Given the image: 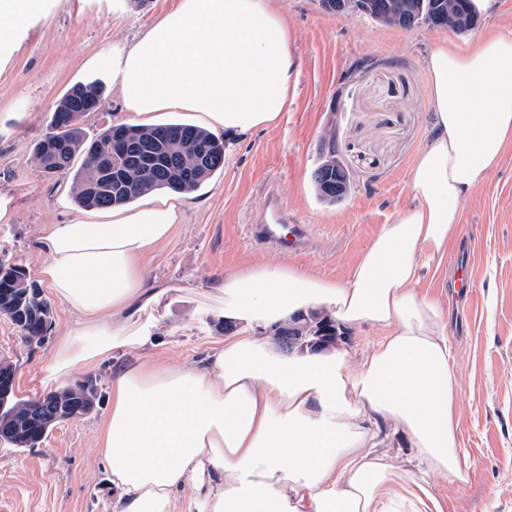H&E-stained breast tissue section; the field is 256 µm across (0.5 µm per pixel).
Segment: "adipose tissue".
Instances as JSON below:
<instances>
[{
  "label": "adipose tissue",
  "instance_id": "adipose-tissue-1",
  "mask_svg": "<svg viewBox=\"0 0 512 512\" xmlns=\"http://www.w3.org/2000/svg\"><path fill=\"white\" fill-rule=\"evenodd\" d=\"M135 125L189 109L244 138L278 123L294 90L288 19L278 0H180L114 62ZM430 142L408 171L409 205L382 225L347 278L284 265L225 270L212 289L238 331L202 362L136 363L112 372L101 453L113 512H447L430 482L467 484L448 316L419 288L460 233L462 207L512 145V37L470 48L436 41L424 62ZM185 196L149 199L94 221L49 225L38 275L75 318L46 367L49 381L151 342L161 291L147 262L181 223ZM320 306L382 337L357 362L346 350L292 356L264 337ZM388 421L415 471L378 453Z\"/></svg>",
  "mask_w": 512,
  "mask_h": 512
}]
</instances>
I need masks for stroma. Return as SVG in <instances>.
<instances>
[{"instance_id":"1","label":"stroma","mask_w":512,"mask_h":512,"mask_svg":"<svg viewBox=\"0 0 512 512\" xmlns=\"http://www.w3.org/2000/svg\"><path fill=\"white\" fill-rule=\"evenodd\" d=\"M176 0H42V8L0 44V193L15 208L0 223V264L36 274L47 225L81 211L71 176L48 178L33 149L57 102L78 82L100 80L99 106L80 125L87 137L123 124L113 58ZM292 32L296 94L276 126L245 140H225L224 169L189 193L183 224L149 262L150 278L170 287L153 311L152 346L143 362L202 360L225 336L220 301L201 289L236 265L288 264L346 278L382 225L409 204L408 170L430 140L432 118L423 61L448 38L467 48L496 31L512 36V0H495L477 26L459 34L440 26L386 27L357 12H324L318 0H280ZM336 135L338 160L351 189L337 204L321 201L312 171L321 137ZM276 194L287 223L304 225L308 246L290 253L251 238L250 226ZM460 246L428 269L422 293L457 305L448 311V340L459 382V446L472 463L465 486L433 478L447 512H512V149L483 178L466 204ZM468 264L474 297L458 296L455 274ZM52 327L26 343L0 316V362L14 368V396L35 399L96 377L90 414L56 425L35 448L0 443V512H112L111 476L100 453L99 426L111 406L115 358L50 383L45 366L74 318L51 300Z\"/></svg>"}]
</instances>
